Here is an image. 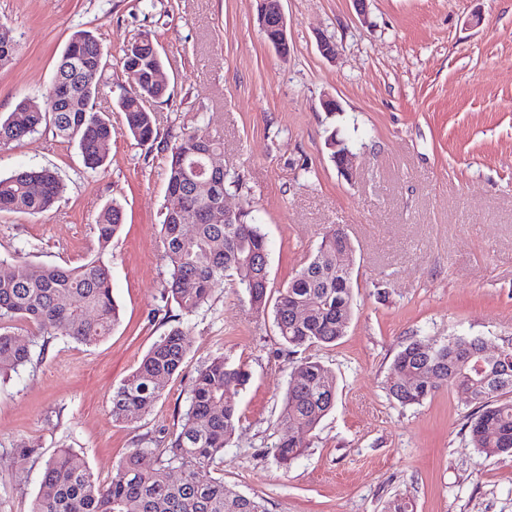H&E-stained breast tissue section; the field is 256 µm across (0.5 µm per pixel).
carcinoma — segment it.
I'll use <instances>...</instances> for the list:
<instances>
[{"mask_svg":"<svg viewBox=\"0 0 512 512\" xmlns=\"http://www.w3.org/2000/svg\"><path fill=\"white\" fill-rule=\"evenodd\" d=\"M150 42V33L139 34L122 49L120 58L128 87L117 107L128 133L140 144L158 139L153 112L144 103L167 95V89L147 81L152 69L163 66ZM19 47L15 36L0 32L1 67L14 59ZM65 53L72 60L59 58L54 80L69 85V99L78 107L55 111L49 89L41 106L22 100L17 111L0 117V147L50 124L57 136L77 144L85 168L94 171L104 163L103 148L112 137V123L94 107L106 59L97 38L82 29L72 33ZM162 147L169 154L161 224L169 268L167 298L190 316L231 281L246 292L252 310L265 312L271 289L268 243L260 224L248 208L243 223H224V188L211 198H201L195 191L192 164L205 162L221 142L195 127L172 142L163 141ZM63 190L54 171L16 170L0 176V212L41 214ZM188 224L194 227L189 240L184 237ZM122 225L119 205L104 208L95 224L98 251L77 266L35 265L19 255L12 257L9 271L0 275V375L31 360L30 347L14 339L15 322L32 325L45 343L65 336L91 346L112 333L120 314L104 254ZM348 246L350 239L342 229L328 230L308 262L278 290L273 313L284 345L331 346L344 336L354 311V276L352 268L336 265V254ZM420 345L411 340L397 354L387 379L388 394L406 406L422 403L443 387L468 392L475 405L468 417L472 447L487 457L512 456V348L485 356L478 339L465 335L431 350L423 351ZM188 351L182 327L160 337L112 391L113 419L132 422L149 414L168 382L183 369ZM248 380L244 366L222 356L200 366L180 426L155 440L156 448L130 449L107 482L99 481L79 454L58 450L45 463L31 512H267L261 498L226 487L220 468L240 419L237 395ZM335 403V378L320 361L292 363L280 419L289 433L277 444L280 464L286 466L303 454L312 432ZM147 454L156 456L151 468L142 466Z\"/></svg>","mask_w":512,"mask_h":512,"instance_id":"carcinoma-1","label":"carcinoma"}]
</instances>
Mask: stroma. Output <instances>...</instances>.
Segmentation results:
<instances>
[{
	"label": "stroma",
	"instance_id": "1",
	"mask_svg": "<svg viewBox=\"0 0 512 512\" xmlns=\"http://www.w3.org/2000/svg\"><path fill=\"white\" fill-rule=\"evenodd\" d=\"M281 7L285 58L257 25V0H0V25L22 43L0 68V115L40 100L70 35L84 29L106 56L95 103L112 123L94 171L50 126L0 148V175L42 166L65 184L41 214L0 213V256L19 249L34 264H80L97 252L103 207L124 212L105 253L120 309L111 335L92 347L58 337L0 378V512H30L44 463L61 448L109 480L140 439L176 430L196 368L219 355L250 374L224 483L261 497L268 512H384L396 498L414 512H512V457L472 448L473 406L460 392L403 406L386 390L410 340L464 334L492 353L512 346V0H367L362 16L353 0ZM143 31L170 92L150 105L159 137L202 126L222 142L225 201L252 206L272 289L288 284L326 227L348 232L355 308L336 344L289 353L272 311L255 313L232 285L191 316L163 299L168 155L131 138L117 110L122 49ZM324 40L334 58L322 55ZM329 97L339 111L324 109ZM333 133L352 147L353 179L330 157ZM177 325L189 343L182 372L149 415L113 421V389ZM299 357L332 372L336 405L283 468L275 445L288 430L278 418Z\"/></svg>",
	"mask_w": 512,
	"mask_h": 512
}]
</instances>
